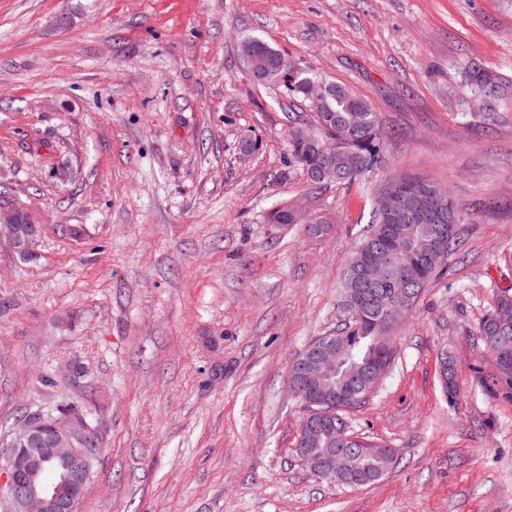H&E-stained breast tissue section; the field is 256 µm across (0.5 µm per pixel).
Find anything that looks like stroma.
<instances>
[{"mask_svg":"<svg viewBox=\"0 0 512 512\" xmlns=\"http://www.w3.org/2000/svg\"><path fill=\"white\" fill-rule=\"evenodd\" d=\"M249 37L367 101L380 164L318 190L289 166L288 115H314L250 79ZM471 61L512 79V0H0V189L36 228L27 255L0 240V447L23 413L87 409L77 512H512V400L479 385L477 334L512 291V92L478 109ZM402 176L449 189L463 243L344 413L397 457L349 486L293 452L289 365L338 326ZM285 204L324 230L266 223Z\"/></svg>","mask_w":512,"mask_h":512,"instance_id":"35a3bbf8","label":"stroma"}]
</instances>
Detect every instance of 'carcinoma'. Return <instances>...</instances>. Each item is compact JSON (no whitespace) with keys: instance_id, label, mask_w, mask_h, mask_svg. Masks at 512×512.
I'll use <instances>...</instances> for the list:
<instances>
[{"instance_id":"carcinoma-1","label":"carcinoma","mask_w":512,"mask_h":512,"mask_svg":"<svg viewBox=\"0 0 512 512\" xmlns=\"http://www.w3.org/2000/svg\"><path fill=\"white\" fill-rule=\"evenodd\" d=\"M265 51L263 83L282 82L295 98L308 101L315 113L319 112L331 120L329 135L336 139L353 141L352 151L336 153V182H351L379 163L382 145V128L375 112L363 99L347 87L321 80V77L297 70L278 51L256 38L242 42V55L247 57L255 47ZM471 85L481 96L490 101L498 99L504 88L491 73L475 64L466 69ZM322 81L325 85L323 97L318 101L307 100L304 89L311 82ZM307 130L295 126L289 133L290 152L288 164L302 169L309 183L320 188L324 182L317 172L319 157L308 151L302 143ZM384 192L395 200V206L382 213L374 212L369 234L385 235L393 230L409 241L414 250L408 255L405 266L389 265L372 285L378 299L383 292L395 288L402 294L408 309H413L422 290L433 277L444 271L448 255L458 244V224L462 212L448 191L430 180L403 177L389 183ZM270 224H296L298 217L287 207H280L267 214ZM356 254H351L344 269L338 289L339 302L350 300L360 282L355 272ZM390 328L384 325L382 304L370 308L363 318L351 325H342L336 334V350L341 353L336 368L323 375L325 392L319 393L308 384L303 385V396L317 407L326 406L328 393L340 388L346 381V373L352 362H380L382 373H387L394 349L387 341ZM479 336L494 338L492 352L498 363L497 383L486 386L490 393L506 387L512 390V293H501L490 310L479 323ZM345 461L349 471L365 485L382 479L394 464V452L385 445L362 442L347 446Z\"/></svg>"}]
</instances>
